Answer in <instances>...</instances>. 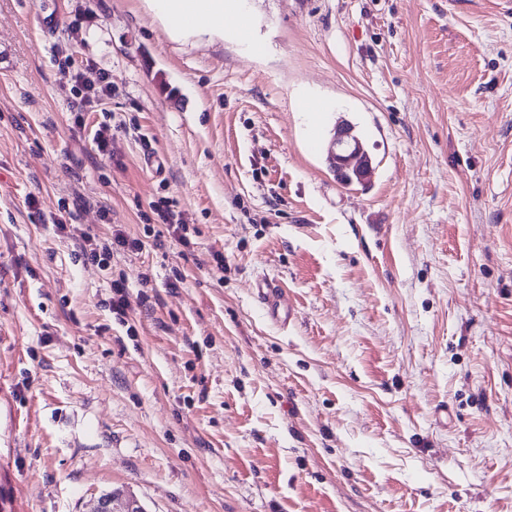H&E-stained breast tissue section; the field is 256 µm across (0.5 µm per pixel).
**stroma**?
I'll return each instance as SVG.
<instances>
[{
  "label": "stroma",
  "mask_w": 512,
  "mask_h": 512,
  "mask_svg": "<svg viewBox=\"0 0 512 512\" xmlns=\"http://www.w3.org/2000/svg\"><path fill=\"white\" fill-rule=\"evenodd\" d=\"M245 2L258 53L146 0H0V512H512V7ZM60 47L112 77L81 128ZM311 99L370 179L307 149ZM256 299L273 321L284 325L288 322L292 309L288 305L285 291L275 280L263 278L259 281Z\"/></svg>",
  "instance_id": "1"
}]
</instances>
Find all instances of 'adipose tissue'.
I'll return each instance as SVG.
<instances>
[{"label":"adipose tissue","instance_id":"adipose-tissue-1","mask_svg":"<svg viewBox=\"0 0 512 512\" xmlns=\"http://www.w3.org/2000/svg\"><path fill=\"white\" fill-rule=\"evenodd\" d=\"M152 8L177 33L223 31L226 0H152Z\"/></svg>","mask_w":512,"mask_h":512}]
</instances>
